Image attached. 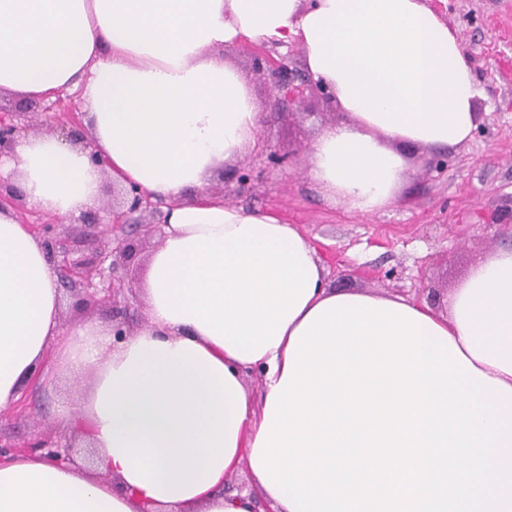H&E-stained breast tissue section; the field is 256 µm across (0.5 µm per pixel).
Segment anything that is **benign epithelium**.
<instances>
[{"mask_svg":"<svg viewBox=\"0 0 512 512\" xmlns=\"http://www.w3.org/2000/svg\"><path fill=\"white\" fill-rule=\"evenodd\" d=\"M299 44L269 41L257 44L253 50V68L258 76L269 80L273 106H288L296 114L312 115L310 108L320 103L332 115H338L333 89L323 80H316L294 60ZM44 115L62 139L79 144L88 151L90 162L100 168L106 161L97 154L91 138L78 141L84 129L83 113L71 98L58 99L43 106L39 102L25 103L15 110L0 113V158L13 154L19 140L26 137L32 118ZM266 165L239 175L238 194L251 183L275 169L288 167L293 153H282L271 146L265 149ZM167 202L153 198L134 186L112 187V205L103 214L94 215L81 229L74 230L56 219L37 217L32 222L50 265L58 275L60 286L74 298V305L84 313L101 307L112 308V337L118 342L133 335L126 322L128 300L125 288V268L139 251L140 243L163 235ZM0 206L24 207V193L14 183L0 178ZM37 453L55 463L76 461L77 446L51 433L39 434L22 443L0 441V462L20 454Z\"/></svg>","mask_w":512,"mask_h":512,"instance_id":"7a95c632","label":"benign epithelium"}]
</instances>
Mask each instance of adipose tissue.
<instances>
[{"instance_id": "obj_1", "label": "adipose tissue", "mask_w": 512, "mask_h": 512, "mask_svg": "<svg viewBox=\"0 0 512 512\" xmlns=\"http://www.w3.org/2000/svg\"><path fill=\"white\" fill-rule=\"evenodd\" d=\"M295 38L343 120L315 139L309 176L363 215L395 202L407 145L468 141L481 95L455 29L427 0H0V91L50 99L82 92L84 124L105 169L52 135L21 139L0 177L28 208L66 222L104 178L165 198L163 241L146 263L147 327L116 342L75 329L61 361L93 386L65 412L87 424L97 472L23 454L0 466V512H250L224 489L250 465L264 407L244 384H279L293 332L335 297L317 248L270 211L208 189L224 163L256 146L262 114L217 51ZM488 380L512 391V249L473 267L447 314L412 298ZM62 333L57 274L31 229L0 208V407L42 375Z\"/></svg>"}]
</instances>
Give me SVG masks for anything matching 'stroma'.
Returning <instances> with one entry per match:
<instances>
[{
  "label": "stroma",
  "mask_w": 512,
  "mask_h": 512,
  "mask_svg": "<svg viewBox=\"0 0 512 512\" xmlns=\"http://www.w3.org/2000/svg\"><path fill=\"white\" fill-rule=\"evenodd\" d=\"M448 22L468 49L484 90L476 103L477 127L470 141L449 149L448 170L441 174L426 165L431 149L407 148L397 201L372 215L330 203L308 175L306 150L333 118L274 110L268 85L252 71L241 46L219 51L242 73L260 111L268 115L262 138L301 151L295 164L240 192L232 203L274 211L335 252V262L326 266L333 288L404 297L417 296L422 288L451 290L472 267L512 244L511 227L476 218L512 195V0H451ZM91 385V377L57 365L32 412L0 422V434L27 439L41 431L60 432L59 414L79 404Z\"/></svg>",
  "instance_id": "stroma-1"
}]
</instances>
